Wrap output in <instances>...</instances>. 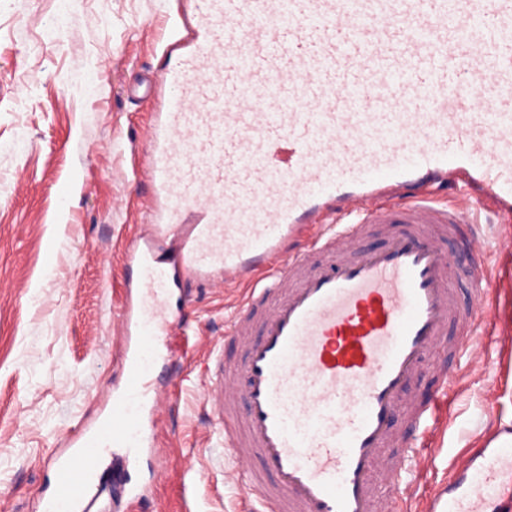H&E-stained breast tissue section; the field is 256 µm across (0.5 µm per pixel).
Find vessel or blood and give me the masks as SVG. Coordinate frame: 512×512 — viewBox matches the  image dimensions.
I'll use <instances>...</instances> for the list:
<instances>
[{"mask_svg": "<svg viewBox=\"0 0 512 512\" xmlns=\"http://www.w3.org/2000/svg\"><path fill=\"white\" fill-rule=\"evenodd\" d=\"M165 51L154 222L125 256V381L111 424L49 456L41 512H90L103 456L153 448L150 369L180 276L244 286L212 378L246 512H512V444L428 479L496 291L483 271L461 302L445 241L485 240L420 190L453 175L512 215V0H195ZM371 224L390 239L367 252ZM442 348L435 393L408 398ZM123 487L139 512L148 484Z\"/></svg>", "mask_w": 512, "mask_h": 512, "instance_id": "vessel-or-blood-1", "label": "vessel or blood"}]
</instances>
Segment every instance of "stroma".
Segmentation results:
<instances>
[{
    "label": "stroma",
    "instance_id": "obj_1",
    "mask_svg": "<svg viewBox=\"0 0 512 512\" xmlns=\"http://www.w3.org/2000/svg\"><path fill=\"white\" fill-rule=\"evenodd\" d=\"M185 0H0V512H39L42 460L123 381L122 254L148 222L138 169L166 88L162 49ZM498 309L485 357L448 390L434 440L448 476L512 414V262L487 251ZM239 285L183 281L156 370L176 391L156 425L162 479L141 512H240L206 375ZM106 454L93 512H125Z\"/></svg>",
    "mask_w": 512,
    "mask_h": 512
}]
</instances>
